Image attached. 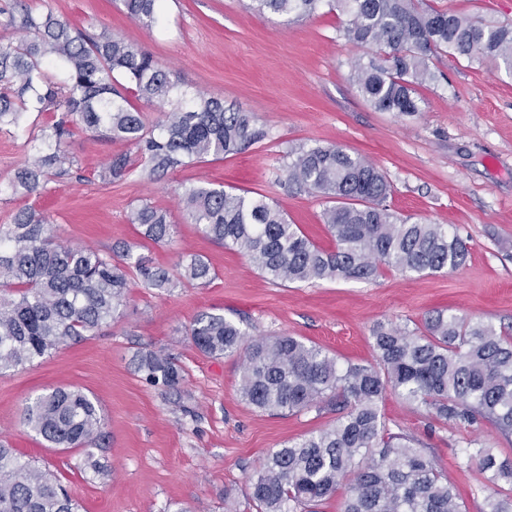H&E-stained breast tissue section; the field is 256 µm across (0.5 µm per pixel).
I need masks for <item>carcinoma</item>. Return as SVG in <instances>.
<instances>
[{"mask_svg": "<svg viewBox=\"0 0 512 512\" xmlns=\"http://www.w3.org/2000/svg\"><path fill=\"white\" fill-rule=\"evenodd\" d=\"M127 14L146 27L161 24L158 0H122ZM347 15L344 37L370 50L352 65L365 101L379 112L414 116L418 88L437 79L430 57L446 50L457 59L488 62L512 76V26L484 23L424 0H249L288 21L313 16L322 4ZM17 38L0 40V129L17 128L31 112H57L42 129L40 147L10 183L13 193L33 195L68 173L64 148L73 118L135 149L103 167L118 179L143 166L152 179L209 157L242 152L261 139L250 112L224 100L178 91L171 71L152 54L111 32L91 33L68 19L44 14L33 0H4L0 16ZM65 72L54 80L47 69ZM158 102L162 121L147 129L129 96ZM288 186L326 199L322 221L335 241L325 251L260 198L224 189L190 187L185 216L210 240L237 251L268 279L305 283L370 281L384 269L429 274L465 264L466 243L443 224L410 222L387 204L391 185L369 161L336 145L288 153ZM131 223L155 244L173 241L167 213L143 204ZM148 287L168 290L210 277L198 255H183L175 268L145 267ZM129 288L126 265L90 247L55 240L49 220L19 210L0 231V372L15 369L99 330L114 319ZM193 343L211 356L238 357L241 397L270 413L337 412L333 424L267 453L250 481L255 512H317L315 506L348 481L343 512H466L448 477L438 471L419 440L387 428L379 402L392 391L434 420L478 434L490 425L512 439V336L493 324L435 311L423 327L380 323L372 331L375 363L342 366L322 348L294 336L249 340L222 315H200ZM149 383L176 389L181 369L154 352L139 356ZM23 422L56 448L91 447L101 435L97 401L79 389L56 388L26 406ZM465 465L482 475L488 492L481 512H512V458L466 442ZM0 512H76L70 496L48 471L24 461L0 443Z\"/></svg>", "mask_w": 512, "mask_h": 512, "instance_id": "1", "label": "carcinoma"}]
</instances>
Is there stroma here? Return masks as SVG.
Here are the masks:
<instances>
[{
    "label": "stroma",
    "instance_id": "obj_1",
    "mask_svg": "<svg viewBox=\"0 0 512 512\" xmlns=\"http://www.w3.org/2000/svg\"><path fill=\"white\" fill-rule=\"evenodd\" d=\"M496 24H512V0H428ZM41 12L68 17L93 31L122 35L171 69L181 89L223 99L252 113L262 140L240 154L191 163L151 181L141 170L120 179L101 175L124 142L74 124L67 144L70 176L31 196L10 183L40 144L54 113H31L19 129L0 132V229L30 206L44 214L61 243L103 252L129 250L149 267L195 254L210 281L172 291L143 285L139 272L114 320L26 366L0 373V441L22 459L50 469L78 503V512H255L249 481L266 453L326 428L334 414L272 415L240 393L239 362L201 352L189 329L203 313L224 315L249 338L295 336L339 363L374 362L372 330L381 322L421 324L437 310L465 314L512 334V77L493 66L437 52L434 83L419 90L414 116L379 112L363 99L351 63L363 55L343 36L347 17L321 9L287 22L257 14L247 0H162V25L130 19L121 0H36ZM334 144L369 160L392 187L389 203L414 221L447 225L469 248L454 271L416 275L383 271L375 280L281 284L264 277L235 250L187 223L185 188L210 183L264 196L317 246H335L321 220L319 194L288 187V150ZM177 226L171 244L144 240L129 221L142 203ZM154 351L182 369L177 390L149 384L136 368ZM58 387L97 400L103 437L94 451L102 472L83 469V448H51L23 423L28 403ZM380 411L389 428L416 436L438 470L454 483L468 512L485 492L476 469L465 470V430L433 420L386 394Z\"/></svg>",
    "mask_w": 512,
    "mask_h": 512
}]
</instances>
